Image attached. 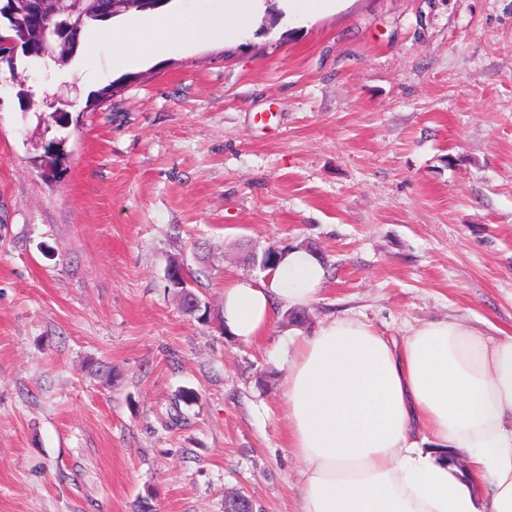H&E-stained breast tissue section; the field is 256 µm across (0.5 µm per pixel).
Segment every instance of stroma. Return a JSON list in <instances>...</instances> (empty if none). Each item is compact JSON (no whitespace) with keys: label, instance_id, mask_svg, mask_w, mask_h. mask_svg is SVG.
I'll use <instances>...</instances> for the list:
<instances>
[{"label":"stroma","instance_id":"stroma-1","mask_svg":"<svg viewBox=\"0 0 512 512\" xmlns=\"http://www.w3.org/2000/svg\"><path fill=\"white\" fill-rule=\"evenodd\" d=\"M263 6L130 68L119 43L46 78L0 62V512H224L237 490L296 512L292 340L335 316L512 335V0ZM33 78L68 125L31 107ZM288 248L326 268L305 322L226 335L225 282L269 281ZM173 261L209 323L167 288ZM197 400V395L193 391L183 390L181 391L174 401H172L169 409L165 414V427L167 429H174L182 426L186 423V416L181 409V403L185 406L192 405Z\"/></svg>","mask_w":512,"mask_h":512}]
</instances>
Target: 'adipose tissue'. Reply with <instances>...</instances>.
I'll list each match as a JSON object with an SVG mask.
<instances>
[{"mask_svg":"<svg viewBox=\"0 0 512 512\" xmlns=\"http://www.w3.org/2000/svg\"><path fill=\"white\" fill-rule=\"evenodd\" d=\"M257 0H198L187 11L79 37L87 57L109 41L176 51L235 36ZM326 279L316 255L290 249L269 282L224 284L226 334L268 335L278 306L305 307ZM288 446L301 463L299 512H512V335L455 320L409 328L401 338L334 317L295 343L282 384ZM465 451V469L444 454Z\"/></svg>","mask_w":512,"mask_h":512,"instance_id":"ef3b65f1","label":"adipose tissue"}]
</instances>
